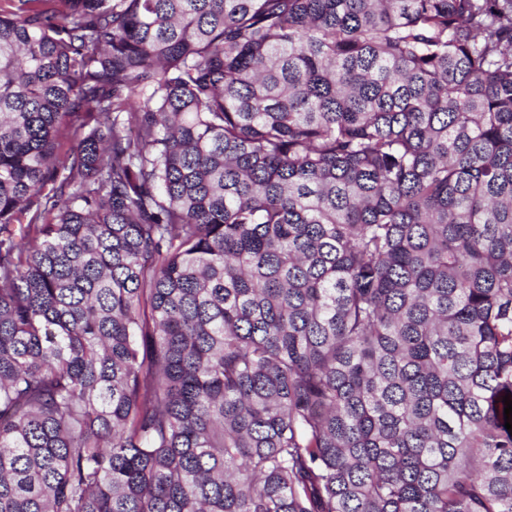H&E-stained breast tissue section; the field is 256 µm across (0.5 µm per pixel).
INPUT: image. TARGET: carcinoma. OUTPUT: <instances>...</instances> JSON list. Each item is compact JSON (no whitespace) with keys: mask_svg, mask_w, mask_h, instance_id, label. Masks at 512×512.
I'll return each mask as SVG.
<instances>
[{"mask_svg":"<svg viewBox=\"0 0 512 512\" xmlns=\"http://www.w3.org/2000/svg\"><path fill=\"white\" fill-rule=\"evenodd\" d=\"M512 0H0V512H512Z\"/></svg>","mask_w":512,"mask_h":512,"instance_id":"cac0c4a2","label":"carcinoma"}]
</instances>
